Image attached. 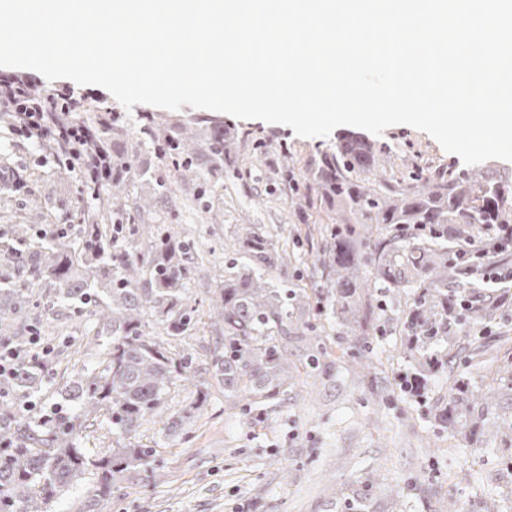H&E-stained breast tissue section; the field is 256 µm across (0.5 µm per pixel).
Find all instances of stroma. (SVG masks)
Returning a JSON list of instances; mask_svg holds the SVG:
<instances>
[{
	"label": "stroma",
	"instance_id": "stroma-1",
	"mask_svg": "<svg viewBox=\"0 0 512 512\" xmlns=\"http://www.w3.org/2000/svg\"><path fill=\"white\" fill-rule=\"evenodd\" d=\"M19 74L33 93L48 96L69 88L88 104L81 115L91 121L105 107L125 113L126 142H136L133 125L139 116L173 123L192 115L190 106L172 111L139 104L131 111L105 88L80 86L69 79L47 80L30 69L0 67V76ZM237 137L231 147L234 172L202 187L171 176L149 151L140 160L150 177L135 178L124 189L127 210L151 197L157 180H167L170 193L184 207L157 204L143 213L144 223L186 237L193 253L214 255L229 263L239 259L236 243L246 230L269 237L286 256L282 270H268L273 283L309 287L319 280L314 262L325 243L322 229L343 222L335 201L323 198L315 181L322 152L351 134L340 126L325 138H301L283 124L225 116ZM377 157L375 175L403 180L415 169L426 175L451 168L465 171L459 156L446 152L427 133L395 125L382 135L367 134ZM65 160L50 142L35 143L14 133L11 119L0 113V232L13 224H55L73 242L83 239V212L94 201L77 175L57 179ZM212 283L191 282L186 293L196 309L189 350L197 366H205L222 333L209 318ZM333 354L327 373L295 379L294 397L262 414L246 413L224 399L219 385L192 425L188 439H169L163 420L144 423L137 442L159 444L163 476L131 474L111 497L98 500L94 512H337L334 492L376 474L372 495L381 512H390V494L402 490L407 512H422L425 503L441 506L452 499L464 512H474L483 494L512 491V466L499 450L503 421L484 416L479 426L489 448L469 453L456 447L453 433L435 426L427 403L405 393L400 384L407 364L394 349L398 314L386 317L382 332L369 336L371 354L392 356L386 372L371 380L359 376L351 341L338 335L326 316L312 319Z\"/></svg>",
	"mask_w": 512,
	"mask_h": 512
}]
</instances>
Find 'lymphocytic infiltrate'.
I'll list each match as a JSON object with an SVG mask.
<instances>
[{"instance_id": "1", "label": "lymphocytic infiltrate", "mask_w": 512, "mask_h": 512, "mask_svg": "<svg viewBox=\"0 0 512 512\" xmlns=\"http://www.w3.org/2000/svg\"><path fill=\"white\" fill-rule=\"evenodd\" d=\"M81 99L69 91L43 97L32 93L24 78H0V112L11 114L14 130L40 143L53 141L67 162L76 167L85 187L97 188L112 182V153L102 135V121L82 124L73 118ZM470 250L456 253L453 263L464 277L487 284L512 283V224H482ZM53 349L39 334H31L25 347L0 342V380L13 377L21 363L44 367Z\"/></svg>"}]
</instances>
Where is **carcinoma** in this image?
<instances>
[{"mask_svg": "<svg viewBox=\"0 0 512 512\" xmlns=\"http://www.w3.org/2000/svg\"><path fill=\"white\" fill-rule=\"evenodd\" d=\"M138 145L165 161L181 179L224 173L231 167L234 133L224 122L196 115L159 129L141 120ZM119 128L105 134L112 141V206L121 208V188L147 169L136 164L137 149L120 141ZM375 153L364 138L351 135L324 152L316 176L321 194L345 204L355 222L333 224L318 261L323 282L311 289L280 288L260 271L284 260L263 235L248 231L239 246L248 263L223 269L211 298L214 318L221 323L222 349L211 359L210 374L224 387V398L242 410L260 412L288 400L290 380L299 369H316L311 355L298 366L288 357V338L320 339L308 320L327 313L337 332L360 343L374 325L375 310L387 303L374 298L376 285L394 305H404L400 318L401 352L416 395L425 394L429 380L448 371V399L430 407L433 419L452 427L458 447L479 448L473 414L496 409L493 393L512 386V356L492 372L493 385L476 389L466 373L448 368V347L481 361L492 349L486 339L496 323L501 296L509 288H485L468 281L448 263V254L469 246L460 224H511L512 209L499 182L476 179L453 170L437 179L417 170L407 182L372 177ZM97 214L85 225L80 250L58 236L23 260L28 275L0 268V323L26 309L30 280L45 281L59 301L81 316L96 317L97 361L91 371L66 377L57 397H39L38 382L46 370L30 365L0 385V512H48L61 491L85 475L92 479V498L112 495V487L129 471L156 476L157 450L130 441L138 428L158 415L171 391L195 388L194 399L167 418L166 435H186L206 402L205 384L197 380L191 354L172 351L155 341L152 329L165 327L173 341L192 328L196 308L186 298L189 281L201 264L189 245L151 224H134L128 235L148 240L147 248L119 245L120 234ZM31 227L17 224L14 237L0 242V253L18 259L16 245ZM459 287L448 289V283ZM40 403L37 420L22 404ZM112 428L115 446L100 455L84 447L83 433L97 421ZM371 483L365 481L340 493L345 512H370Z\"/></svg>", "mask_w": 512, "mask_h": 512, "instance_id": "obj_1", "label": "carcinoma"}]
</instances>
